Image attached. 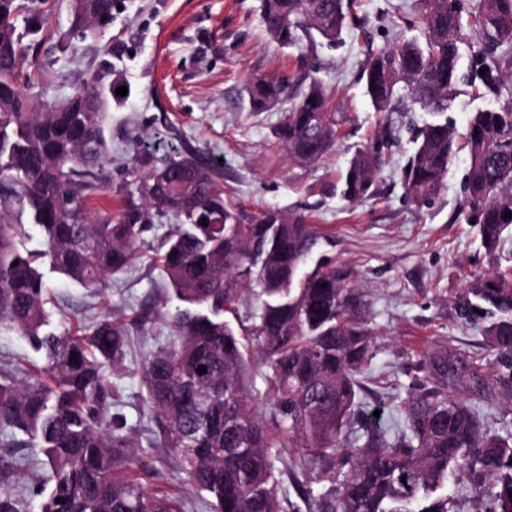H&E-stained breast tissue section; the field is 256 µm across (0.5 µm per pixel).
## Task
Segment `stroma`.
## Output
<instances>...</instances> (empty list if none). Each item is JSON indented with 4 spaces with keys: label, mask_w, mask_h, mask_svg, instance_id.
Returning a JSON list of instances; mask_svg holds the SVG:
<instances>
[{
    "label": "stroma",
    "mask_w": 512,
    "mask_h": 512,
    "mask_svg": "<svg viewBox=\"0 0 512 512\" xmlns=\"http://www.w3.org/2000/svg\"><path fill=\"white\" fill-rule=\"evenodd\" d=\"M259 0H123L111 26L97 38L72 27L69 0H56L49 32L28 41V52L43 75L21 92L33 105L64 99L91 76L126 87L113 104L105 136L112 186L100 205L119 208L120 195L163 159L191 155L211 168L225 203L251 215L271 209L304 216L320 238L312 260L327 259L351 271L365 293L374 357L364 384L355 427H375L396 435L403 427L399 407L423 374L420 354L448 351L482 377L466 381L460 393L478 407L492 432L512 435V381H500L499 354L485 344L479 324L465 320L461 301L469 280L489 273L493 263L474 225L465 220L462 179L467 151L452 159L440 192L420 204L407 192L402 170L413 149L406 122L427 121L428 113L411 103L408 87L399 94L403 111H375L361 74L368 57L401 39L418 36V0H357L356 20L340 43L317 33L300 34L291 46L273 40L258 19ZM481 49L471 21L460 35L462 81L448 116L464 132L473 112L497 107L512 95V81L492 93L469 76ZM256 74L310 77L327 93V112L336 124L332 150L313 164L289 160L274 136L292 99L266 112L250 111L244 89ZM395 139L386 150L372 197L349 202L341 175L358 150L380 136ZM173 217L151 214L133 266L112 278L96 296L49 266L46 309L52 328L89 325L113 313L130 324L131 348L122 372H108L110 413L123 415L140 443L131 470L148 492L179 494L186 512H210L206 497L185 484L171 449L160 447L143 400L145 355L175 343L170 320L178 306L159 267L155 248L169 232ZM145 329L133 323L143 312ZM42 356L24 336L0 328V368L34 371ZM380 417L369 420L371 412Z\"/></svg>",
    "instance_id": "35a3bbf8"
}]
</instances>
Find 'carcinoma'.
<instances>
[{
    "mask_svg": "<svg viewBox=\"0 0 512 512\" xmlns=\"http://www.w3.org/2000/svg\"><path fill=\"white\" fill-rule=\"evenodd\" d=\"M354 0H260L262 27L283 45L312 29L336 41ZM55 0H0V326L26 336L43 358L18 379L0 372V446L38 440L49 472L41 512H176L173 497L148 493L127 470L137 457L124 418L104 419L111 393L106 370L123 368L128 334L107 315L73 333L48 329L46 284L52 269L91 292L131 265L146 228L147 208L180 223L161 243L163 272L184 305L173 318L177 342L143 363L144 401L161 446L174 451L186 482L211 498L210 512H294L278 497L288 476L310 512H455L448 479L462 476L475 512H512V437L483 430L478 412L459 395L458 360L427 353L418 361L425 381L404 402V429L354 434L363 378L374 352L364 295L342 269L325 262L304 270L318 244L313 225L267 210L245 215L227 206L211 170L171 157L126 193L114 213L92 202L108 192L104 129L116 88L99 80L59 104L35 108L20 80L36 78L24 38L50 24ZM73 25L96 36L111 23L115 0H70ZM465 0H420L423 40L407 39L368 58L365 93L377 112H390L400 83L437 119L418 128L405 167L408 193L419 203L440 190L458 149L446 115L459 75V33ZM485 38L472 79L486 87L502 79L512 46V0H476ZM31 25L19 30V20ZM485 74H480L479 70ZM250 111L266 112L283 98L295 103L276 129L288 157L312 163L332 147L336 132L327 97L316 81L252 76ZM469 164L464 206L486 252L496 255L512 234V99L473 113L465 134ZM383 163L374 143L348 162L342 195L372 196ZM191 166L185 176L181 169ZM206 220L207 225L199 224ZM35 226L43 249L21 245ZM258 302L246 330L225 318L241 295ZM461 310L481 321L487 345L512 357V277L498 269L469 282ZM268 380L269 420L253 409L249 372ZM206 372L197 373L199 367ZM304 453L275 465L274 448ZM24 466L0 454V512H23L10 477ZM406 481H401V477ZM328 486L315 490L313 482Z\"/></svg>",
    "mask_w": 512,
    "mask_h": 512,
    "instance_id": "carcinoma-1",
    "label": "carcinoma"
}]
</instances>
